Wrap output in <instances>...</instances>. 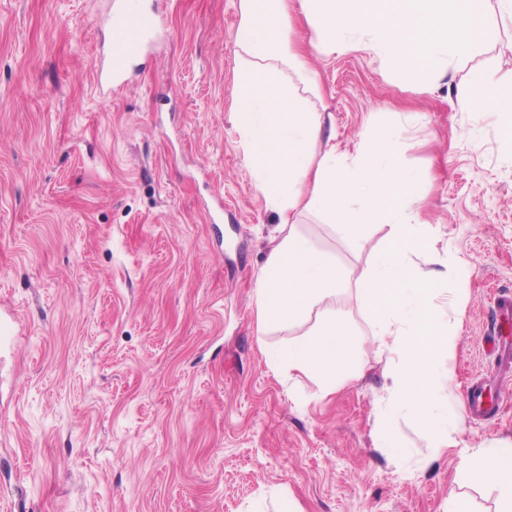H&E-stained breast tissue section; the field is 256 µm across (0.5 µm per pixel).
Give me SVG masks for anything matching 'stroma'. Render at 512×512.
<instances>
[{"label":"stroma","instance_id":"35a3bbf8","mask_svg":"<svg viewBox=\"0 0 512 512\" xmlns=\"http://www.w3.org/2000/svg\"><path fill=\"white\" fill-rule=\"evenodd\" d=\"M140 2L155 25L106 95L113 0H0V311L17 318L0 351V512H496V486L469 485L463 461L512 445V385L489 423L461 396L489 368L493 299L512 290V143L459 94L474 64L512 82V24L492 15L489 42L438 87L359 50L308 55L313 159L394 126L397 159L427 179L417 208L436 241L406 262L455 307L438 313L451 334L425 426L390 398L397 364L357 291L394 246L387 225L351 239L298 217L348 275L329 307L361 376L321 398L270 360L315 322L257 325L280 217L231 116L235 0Z\"/></svg>","mask_w":512,"mask_h":512}]
</instances>
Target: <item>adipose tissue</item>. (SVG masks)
I'll list each match as a JSON object with an SVG mask.
<instances>
[{
    "mask_svg": "<svg viewBox=\"0 0 512 512\" xmlns=\"http://www.w3.org/2000/svg\"><path fill=\"white\" fill-rule=\"evenodd\" d=\"M236 7L241 63L232 118L256 186L280 215V238L257 279L258 324L288 327L317 315L314 328L277 358L312 378L318 395L333 392L337 371L360 361L348 323L323 307L347 278L330 253L297 232L292 216L322 214L352 236L370 224L389 225L395 246L377 257L359 291L375 316L381 344L398 359L393 395L417 420L430 423L437 410L430 390L433 352L444 334L434 289L407 285L413 272L406 253L427 250L432 238L412 207L419 178L395 158L394 127L363 140L354 153L330 149L311 161L309 146L319 138L322 121L307 95L316 92L317 82L291 40L292 16L302 14L317 48L363 49L389 62L398 76L416 72L435 87L452 63L488 42L492 12L512 20V0H237ZM286 68L300 75L304 90L283 79ZM459 103L463 111L495 116L512 138L511 83L471 68ZM464 473L472 482H493L498 512H512L511 447L474 452Z\"/></svg>",
    "mask_w": 512,
    "mask_h": 512,
    "instance_id": "1",
    "label": "adipose tissue"
}]
</instances>
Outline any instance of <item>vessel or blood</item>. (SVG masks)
<instances>
[{"instance_id": "b4317fda", "label": "vessel or blood", "mask_w": 512, "mask_h": 512, "mask_svg": "<svg viewBox=\"0 0 512 512\" xmlns=\"http://www.w3.org/2000/svg\"><path fill=\"white\" fill-rule=\"evenodd\" d=\"M119 8L122 17L110 25L107 68L98 74L99 86L110 91L119 87L127 64L143 51L153 25L145 15H130L126 0H121ZM495 306L497 329L483 339L492 357L491 367L485 375L470 379L462 394L464 410L474 420L495 419L502 406L500 388L512 382V294L498 296Z\"/></svg>"}]
</instances>
